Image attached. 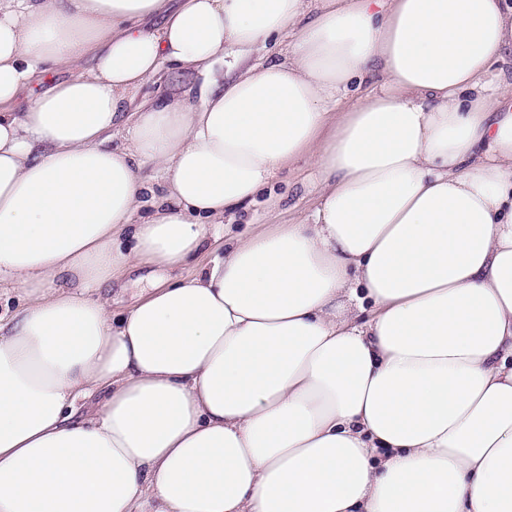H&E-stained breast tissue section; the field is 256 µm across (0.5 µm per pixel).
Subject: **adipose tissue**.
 <instances>
[{"label": "adipose tissue", "mask_w": 512, "mask_h": 512, "mask_svg": "<svg viewBox=\"0 0 512 512\" xmlns=\"http://www.w3.org/2000/svg\"><path fill=\"white\" fill-rule=\"evenodd\" d=\"M508 48L506 0H0V512H512ZM192 80V77L181 75L165 66L156 76L147 81L143 90L131 102L129 111L134 112L141 104L149 103L154 97L166 93L175 86L188 85ZM309 168L297 164L286 170L272 188L260 194L249 208L237 216L233 231L252 233L275 224L291 223L312 210L317 203ZM271 199V201H269ZM257 224V225H254ZM160 274V271H154L151 267L140 268L126 273L119 281L113 283L112 288H106L103 292L112 295L113 309L122 311L131 306L134 297L148 291L154 277Z\"/></svg>", "instance_id": "adipose-tissue-1"}]
</instances>
